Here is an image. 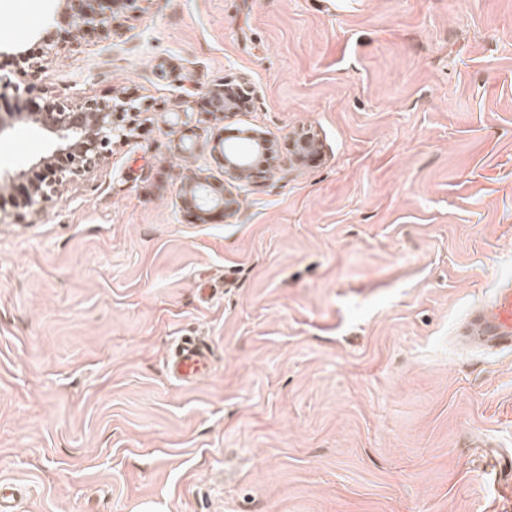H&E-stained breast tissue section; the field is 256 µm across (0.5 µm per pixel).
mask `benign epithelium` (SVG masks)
I'll list each match as a JSON object with an SVG mask.
<instances>
[{"label": "benign epithelium", "instance_id": "1", "mask_svg": "<svg viewBox=\"0 0 512 512\" xmlns=\"http://www.w3.org/2000/svg\"><path fill=\"white\" fill-rule=\"evenodd\" d=\"M205 95L210 111L215 114L235 112L239 104L235 97L224 91V86L209 87ZM54 111L39 113H0V136L23 122H32L52 141V150L33 165L42 174V180L33 185L23 202L20 218L39 215L49 202L60 197L62 187L74 176L93 170L104 153L112 146L118 134L114 106L106 101L87 99L75 106H65L52 101ZM250 148L224 147V184L216 187L210 178L195 172L184 181L181 188L182 204L201 213L219 208L230 215L238 206L237 197L229 187L248 180L253 169L268 149L267 141L260 136L249 138Z\"/></svg>", "mask_w": 512, "mask_h": 512}]
</instances>
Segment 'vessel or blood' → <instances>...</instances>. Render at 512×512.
Listing matches in <instances>:
<instances>
[{
    "label": "vessel or blood",
    "instance_id": "b4317fda",
    "mask_svg": "<svg viewBox=\"0 0 512 512\" xmlns=\"http://www.w3.org/2000/svg\"><path fill=\"white\" fill-rule=\"evenodd\" d=\"M462 335L470 342L512 348V280L498 288L490 302L472 312ZM167 368L175 380L195 383L209 370L208 350L195 339L180 338L169 354Z\"/></svg>",
    "mask_w": 512,
    "mask_h": 512
}]
</instances>
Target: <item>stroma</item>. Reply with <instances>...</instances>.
I'll list each match as a JSON object with an SVG mask.
<instances>
[{
	"label": "stroma",
	"mask_w": 512,
	"mask_h": 512,
	"mask_svg": "<svg viewBox=\"0 0 512 512\" xmlns=\"http://www.w3.org/2000/svg\"><path fill=\"white\" fill-rule=\"evenodd\" d=\"M0 76L24 112L31 84L136 106L58 202L0 211L18 512H512V351L456 338L512 278V0H0ZM240 126L273 168L199 219L181 184L223 181ZM50 148L16 125L0 168ZM180 336L212 356L192 386L166 370ZM224 87L234 94L235 92L240 93V90L234 91L229 83L224 86L223 84H216L209 87L205 92L210 105L209 112L224 115V112H236L239 109V104L235 97L227 92L224 93Z\"/></svg>",
	"instance_id": "stroma-1"
}]
</instances>
